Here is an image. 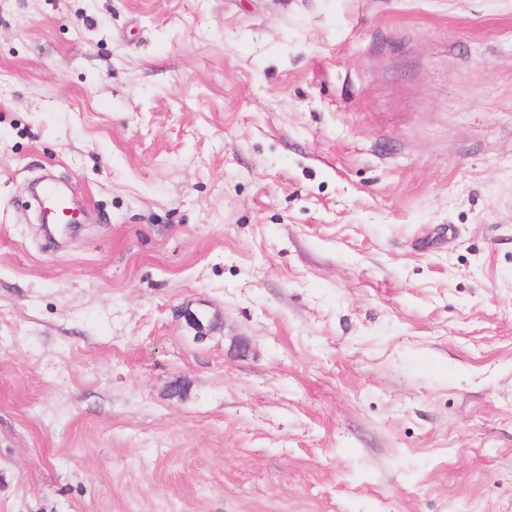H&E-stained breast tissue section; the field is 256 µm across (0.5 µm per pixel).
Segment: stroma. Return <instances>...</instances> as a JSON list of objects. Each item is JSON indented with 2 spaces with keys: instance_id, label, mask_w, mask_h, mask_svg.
Segmentation results:
<instances>
[{
  "instance_id": "35a3bbf8",
  "label": "stroma",
  "mask_w": 512,
  "mask_h": 512,
  "mask_svg": "<svg viewBox=\"0 0 512 512\" xmlns=\"http://www.w3.org/2000/svg\"><path fill=\"white\" fill-rule=\"evenodd\" d=\"M0 512H512V0H0Z\"/></svg>"
}]
</instances>
